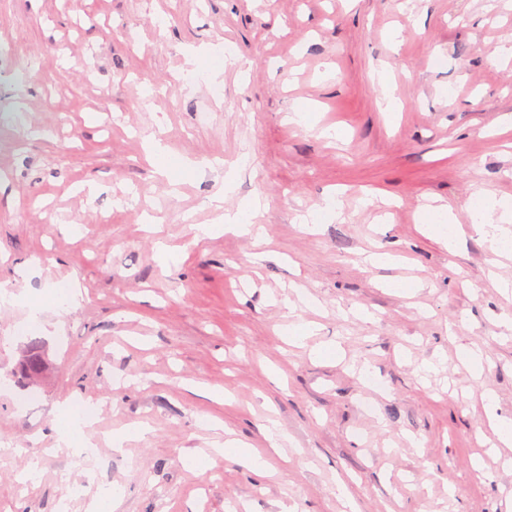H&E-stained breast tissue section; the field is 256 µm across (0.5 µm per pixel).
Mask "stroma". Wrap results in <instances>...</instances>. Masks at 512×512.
Returning <instances> with one entry per match:
<instances>
[{
	"mask_svg": "<svg viewBox=\"0 0 512 512\" xmlns=\"http://www.w3.org/2000/svg\"><path fill=\"white\" fill-rule=\"evenodd\" d=\"M509 39L512 0H0V437L19 449L0 454V512H87L84 485L107 480L114 512H349L340 482L358 512H512V447L470 403L512 418V254L470 224L477 189L512 200ZM334 193L343 220L300 232ZM255 195L261 243L201 234ZM426 204L452 210L461 250L420 225ZM74 280L83 301L56 317ZM34 340L50 366L22 387ZM74 400L96 407L90 468L53 450ZM270 419L290 458L270 475L185 468L228 430L265 449ZM134 423L148 433L114 452ZM31 457L39 479L17 482ZM148 149L152 156L162 161V166L158 167V171L167 176L170 185H178L179 177L176 171L166 162L168 157L167 146L163 144L161 139L153 137L147 143Z\"/></svg>",
	"mask_w": 512,
	"mask_h": 512,
	"instance_id": "stroma-1",
	"label": "stroma"
}]
</instances>
